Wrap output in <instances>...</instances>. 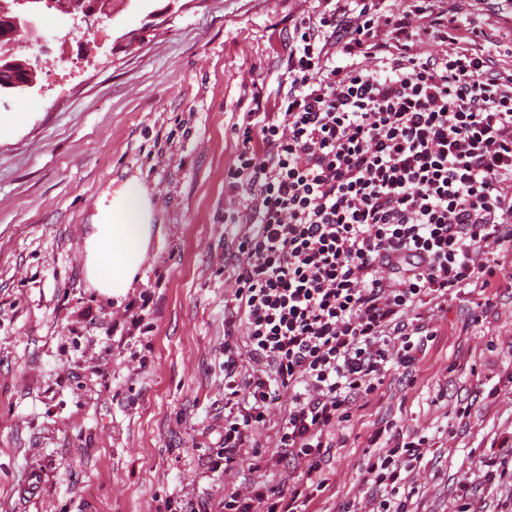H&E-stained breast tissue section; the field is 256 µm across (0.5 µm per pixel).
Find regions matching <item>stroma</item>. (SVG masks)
I'll use <instances>...</instances> for the list:
<instances>
[{"label": "stroma", "mask_w": 512, "mask_h": 512, "mask_svg": "<svg viewBox=\"0 0 512 512\" xmlns=\"http://www.w3.org/2000/svg\"><path fill=\"white\" fill-rule=\"evenodd\" d=\"M141 0L87 32L45 11V44L20 49L33 88L0 94V512H220L225 489L284 488L301 465L277 446L279 411L258 441L267 462L217 468L224 423V259L239 207L224 175L233 126L255 88L286 94L288 36L325 0ZM482 28L512 67V0H440ZM140 44L130 45L133 33ZM149 190L160 232L126 296L84 276L86 239L110 192ZM481 321L470 297L436 312L414 379L387 372L377 397L328 436L312 512H368L371 431L433 438L409 480L412 512H500L512 490L476 461L512 440V256ZM496 397H488L490 388ZM472 406L461 419L455 407Z\"/></svg>", "instance_id": "1"}]
</instances>
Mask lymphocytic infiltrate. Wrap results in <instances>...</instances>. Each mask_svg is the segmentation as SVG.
Returning a JSON list of instances; mask_svg holds the SVG:
<instances>
[{
  "mask_svg": "<svg viewBox=\"0 0 512 512\" xmlns=\"http://www.w3.org/2000/svg\"><path fill=\"white\" fill-rule=\"evenodd\" d=\"M480 33L435 0H342L300 21L286 94L263 93L236 129L225 174L241 207L230 257L236 319L224 325V468H261L257 436L280 396L288 489L224 493V512H309L307 481L354 402L377 395L387 365L412 372L438 333L434 311L500 288L512 254V73L477 49ZM442 42L421 57L417 46ZM379 59L378 70L365 68ZM243 335H236V327ZM364 483L372 512H410L409 475L427 437L375 430Z\"/></svg>",
  "mask_w": 512,
  "mask_h": 512,
  "instance_id": "1",
  "label": "lymphocytic infiltrate"
}]
</instances>
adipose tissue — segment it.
Returning <instances> with one entry per match:
<instances>
[{"mask_svg": "<svg viewBox=\"0 0 512 512\" xmlns=\"http://www.w3.org/2000/svg\"><path fill=\"white\" fill-rule=\"evenodd\" d=\"M147 189L131 180L101 208L86 240L85 275L99 292L125 296L147 259L155 234Z\"/></svg>", "mask_w": 512, "mask_h": 512, "instance_id": "adipose-tissue-1", "label": "adipose tissue"}]
</instances>
